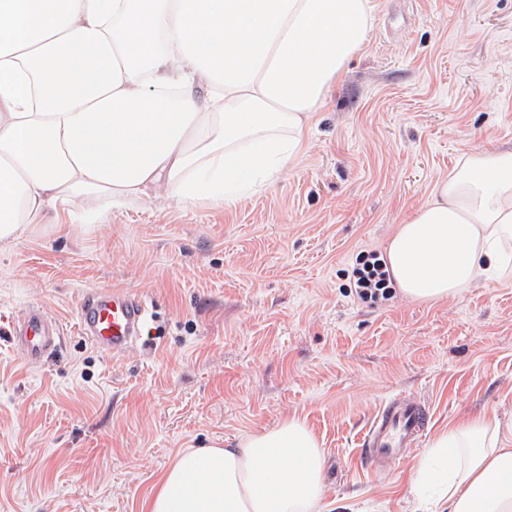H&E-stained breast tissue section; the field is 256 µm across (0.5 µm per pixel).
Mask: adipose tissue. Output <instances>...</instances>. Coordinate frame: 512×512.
Segmentation results:
<instances>
[{
	"mask_svg": "<svg viewBox=\"0 0 512 512\" xmlns=\"http://www.w3.org/2000/svg\"><path fill=\"white\" fill-rule=\"evenodd\" d=\"M373 21V0H0V243L60 206L100 202L96 221L153 189L226 206L272 184ZM385 257L422 303L512 276V148L464 152ZM416 473L429 512H512V421L463 417ZM141 510L331 512L323 451L297 416L186 448Z\"/></svg>",
	"mask_w": 512,
	"mask_h": 512,
	"instance_id": "1",
	"label": "adipose tissue"
}]
</instances>
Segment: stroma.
Masks as SVG:
<instances>
[{
	"mask_svg": "<svg viewBox=\"0 0 512 512\" xmlns=\"http://www.w3.org/2000/svg\"><path fill=\"white\" fill-rule=\"evenodd\" d=\"M375 3L366 45L271 186L224 208L78 212L0 245V512H141L180 450L292 415L320 442L327 500L417 512L410 485L438 432L512 418V278L371 305L353 274L464 151L512 147V0ZM103 289L150 307L120 356L77 325ZM31 307L63 327L36 366L9 338ZM396 396L420 399L429 424L377 472L363 439Z\"/></svg>",
	"mask_w": 512,
	"mask_h": 512,
	"instance_id": "obj_1",
	"label": "stroma"
}]
</instances>
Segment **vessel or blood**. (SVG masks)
<instances>
[{"label":"vessel or blood","mask_w":512,"mask_h":512,"mask_svg":"<svg viewBox=\"0 0 512 512\" xmlns=\"http://www.w3.org/2000/svg\"><path fill=\"white\" fill-rule=\"evenodd\" d=\"M150 308L140 297L102 290L82 301L76 318L80 330L100 351L122 354L134 345ZM62 332L60 322L38 309L11 323L14 345L36 362L54 354ZM428 411L421 402L395 397L379 411L363 439L364 458L375 470L385 469L407 448L420 443L428 426Z\"/></svg>","instance_id":"obj_1"}]
</instances>
